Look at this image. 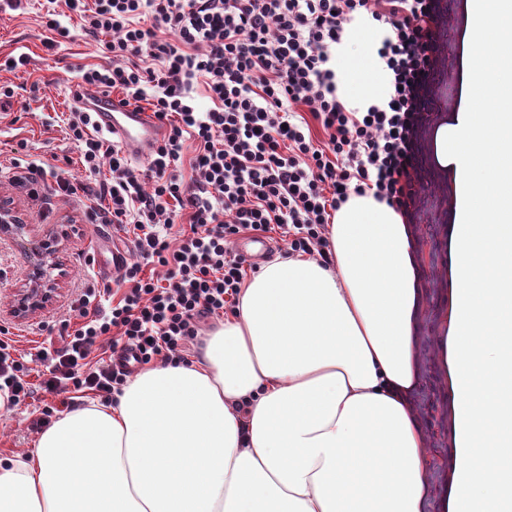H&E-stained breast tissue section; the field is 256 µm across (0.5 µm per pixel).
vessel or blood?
<instances>
[{
  "mask_svg": "<svg viewBox=\"0 0 512 512\" xmlns=\"http://www.w3.org/2000/svg\"><path fill=\"white\" fill-rule=\"evenodd\" d=\"M78 104L84 111L95 113L100 127L119 137L130 157L145 158L161 135V129L150 113L135 111L114 96L87 90Z\"/></svg>",
  "mask_w": 512,
  "mask_h": 512,
  "instance_id": "vessel-or-blood-1",
  "label": "vessel or blood"
}]
</instances>
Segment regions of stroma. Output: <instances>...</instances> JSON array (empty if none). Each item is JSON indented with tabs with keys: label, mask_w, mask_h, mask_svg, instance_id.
Instances as JSON below:
<instances>
[{
	"label": "stroma",
	"mask_w": 512,
	"mask_h": 512,
	"mask_svg": "<svg viewBox=\"0 0 512 512\" xmlns=\"http://www.w3.org/2000/svg\"><path fill=\"white\" fill-rule=\"evenodd\" d=\"M71 37L47 46V31L42 27L36 0L26 10L0 11V83L18 85L13 99L0 102V199L8 201L27 226L24 239L0 236V326L9 328L17 347L24 352L48 344H61L65 320L71 318L81 293L88 288L109 284L91 261L96 249H114L124 232L120 227L101 237V226L90 219L85 206L60 196L33 200L14 182L17 164L36 162L51 170L47 185L62 177L74 182L85 174L77 162L78 153L66 139L63 115L73 107L72 87L81 67L108 65L98 38L88 35L79 20L68 22ZM28 54L31 63L24 72L4 70L8 56ZM26 140L28 148L16 152V143ZM452 216L439 194H427L417 226L423 286L427 303L420 319V354L423 389L420 405L426 427L436 450L431 492L442 497L448 492V450L452 440V404L445 373L432 363L433 339L442 330V315L448 307L450 291ZM42 242L54 253L56 263L46 269L49 278L58 280L56 300L29 316L13 314L17 290L34 256L29 241ZM42 400H27L12 410H0V459L30 448L37 437L31 421L39 415Z\"/></svg>",
	"instance_id": "35a3bbf8"
}]
</instances>
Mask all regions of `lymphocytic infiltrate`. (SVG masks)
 Segmentation results:
<instances>
[{"label": "lymphocytic infiltrate", "mask_w": 512, "mask_h": 512, "mask_svg": "<svg viewBox=\"0 0 512 512\" xmlns=\"http://www.w3.org/2000/svg\"><path fill=\"white\" fill-rule=\"evenodd\" d=\"M41 9L48 45L69 38L65 11L106 37L111 65L82 69L80 86L147 103L163 135L139 168L93 113L69 116L67 135L89 180L60 178L57 189L96 204L101 223L132 225L139 259L121 267L117 303L86 289L79 327L36 355L45 368L39 384L0 329L7 407L38 389L120 394L129 373L104 361L119 349L143 365L182 361L203 320L239 301L247 271L230 243L241 232L275 227L290 253L321 254L328 224L354 195L418 223L432 183L429 105L446 67L442 0H43ZM364 13L384 31L377 55L391 80L382 102L360 110L337 95L333 55ZM200 87L208 106L195 97ZM313 119L325 140L314 139ZM184 215L188 227L177 228ZM150 264L165 267L164 278L144 276Z\"/></svg>", "instance_id": "1"}]
</instances>
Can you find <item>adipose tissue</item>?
Masks as SVG:
<instances>
[{
	"mask_svg": "<svg viewBox=\"0 0 512 512\" xmlns=\"http://www.w3.org/2000/svg\"><path fill=\"white\" fill-rule=\"evenodd\" d=\"M465 98L440 124L455 262L447 331L448 493H430L418 396L425 307L415 229L370 196L328 226L327 259L274 260L190 362L137 374L0 464V512H512L511 112L483 122L486 48L512 42V0H465ZM377 38L355 22L336 48L341 101L387 91Z\"/></svg>",
	"mask_w": 512,
	"mask_h": 512,
	"instance_id": "obj_1",
	"label": "adipose tissue"
}]
</instances>
